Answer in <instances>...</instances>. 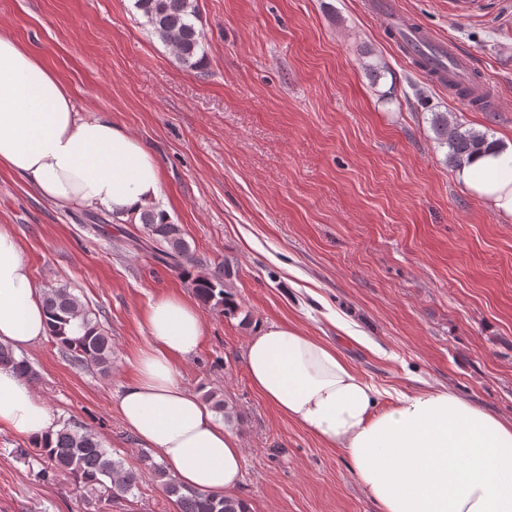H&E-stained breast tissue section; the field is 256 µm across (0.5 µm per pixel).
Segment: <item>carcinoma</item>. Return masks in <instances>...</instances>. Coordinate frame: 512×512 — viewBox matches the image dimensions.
I'll use <instances>...</instances> for the list:
<instances>
[{
	"mask_svg": "<svg viewBox=\"0 0 512 512\" xmlns=\"http://www.w3.org/2000/svg\"><path fill=\"white\" fill-rule=\"evenodd\" d=\"M134 7L146 19L152 31L169 44L181 66L199 69L204 57L202 32L196 27L197 0H135ZM431 125L438 143L448 148V163L460 166L484 151L489 141L486 134L462 129L448 120V113H432ZM140 221L146 233L159 245L158 261L180 267L194 263L181 226L169 220L165 213L145 210ZM225 268L215 266L193 279L198 298L205 304L223 307L224 317L238 315L239 306L226 288ZM49 336L58 349L72 360L93 366L107 375L112 372V338L101 328L97 318L82 308L78 298L65 286L52 287L45 293ZM0 367L14 370L29 380L34 371L29 361L17 357L13 348L0 343ZM206 401L230 423L238 417L235 408L211 391ZM40 456L51 467L90 491L104 490L116 504L133 493L145 477L159 483L177 512H248L247 502L233 494H213L184 487L170 475L166 467L144 456L145 470L133 471L120 460L112 458L108 449L91 433L69 424L54 433V439L39 447Z\"/></svg>",
	"mask_w": 512,
	"mask_h": 512,
	"instance_id": "obj_1",
	"label": "carcinoma"
}]
</instances>
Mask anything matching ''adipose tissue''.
<instances>
[{"mask_svg":"<svg viewBox=\"0 0 512 512\" xmlns=\"http://www.w3.org/2000/svg\"><path fill=\"white\" fill-rule=\"evenodd\" d=\"M0 166L62 208L106 209L139 219L162 194L152 151L111 114L81 117L73 95L42 59L0 29ZM457 175L475 196L512 217V149L493 150ZM137 378L118 411L125 427L178 480L220 494L246 463L237 436L180 382L197 351V304L177 295L151 303ZM47 335L43 295L15 235L0 226V342L28 349ZM255 390L325 446L343 449L379 512H512V422L448 389L425 387L380 405L334 346L282 325L259 328L245 352ZM39 443L57 429L49 406L13 370L0 368V431Z\"/></svg>","mask_w":512,"mask_h":512,"instance_id":"1","label":"adipose tissue"}]
</instances>
